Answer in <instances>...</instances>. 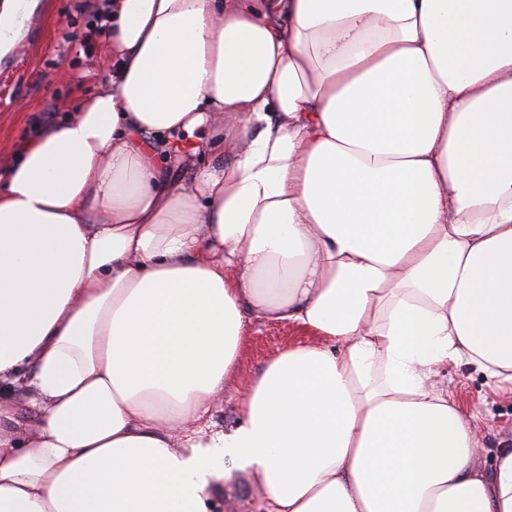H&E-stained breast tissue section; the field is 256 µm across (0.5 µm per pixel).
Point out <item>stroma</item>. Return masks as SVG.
I'll return each instance as SVG.
<instances>
[{
	"label": "stroma",
	"mask_w": 512,
	"mask_h": 512,
	"mask_svg": "<svg viewBox=\"0 0 512 512\" xmlns=\"http://www.w3.org/2000/svg\"><path fill=\"white\" fill-rule=\"evenodd\" d=\"M106 7L105 0H38L24 39L0 58V183L28 140L108 81L101 67L105 39L94 33L97 14ZM313 341L297 325L251 320L236 378L211 409L212 420L234 427L249 386L267 362L290 346ZM434 382L453 389L465 409H480L483 459L491 461L500 441L512 440V391L493 389L473 365L441 368Z\"/></svg>",
	"instance_id": "obj_1"
}]
</instances>
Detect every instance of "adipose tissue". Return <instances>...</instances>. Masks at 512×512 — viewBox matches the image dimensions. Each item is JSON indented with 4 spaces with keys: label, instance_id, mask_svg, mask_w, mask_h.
<instances>
[{
    "label": "adipose tissue",
    "instance_id": "1",
    "mask_svg": "<svg viewBox=\"0 0 512 512\" xmlns=\"http://www.w3.org/2000/svg\"><path fill=\"white\" fill-rule=\"evenodd\" d=\"M111 23L110 82L0 188V512H215L235 478L262 512H512V442L482 464L480 413L431 382L512 383V0ZM253 318L315 341L226 431Z\"/></svg>",
    "mask_w": 512,
    "mask_h": 512
}]
</instances>
